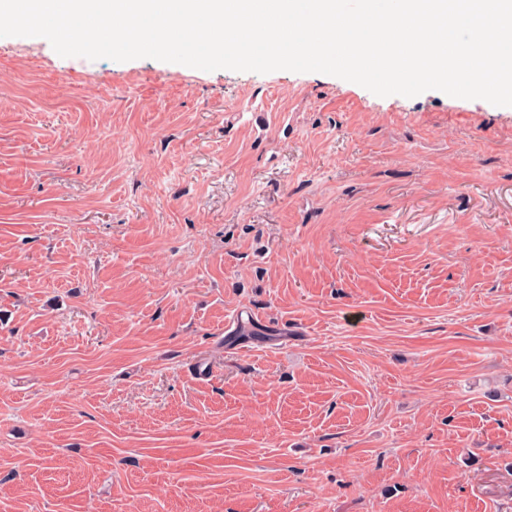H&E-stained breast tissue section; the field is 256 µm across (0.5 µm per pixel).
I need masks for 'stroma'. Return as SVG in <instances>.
I'll list each match as a JSON object with an SVG mask.
<instances>
[{"mask_svg": "<svg viewBox=\"0 0 512 512\" xmlns=\"http://www.w3.org/2000/svg\"><path fill=\"white\" fill-rule=\"evenodd\" d=\"M0 512H512V107L0 37Z\"/></svg>", "mask_w": 512, "mask_h": 512, "instance_id": "35a3bbf8", "label": "stroma"}]
</instances>
